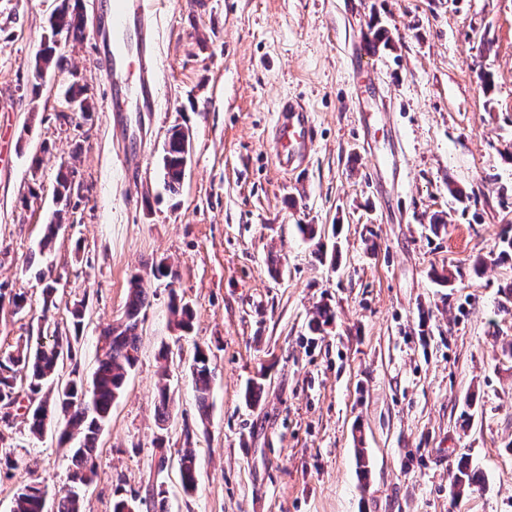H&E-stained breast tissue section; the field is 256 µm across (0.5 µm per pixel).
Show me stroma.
Returning <instances> with one entry per match:
<instances>
[{
  "instance_id": "35a3bbf8",
  "label": "stroma",
  "mask_w": 512,
  "mask_h": 512,
  "mask_svg": "<svg viewBox=\"0 0 512 512\" xmlns=\"http://www.w3.org/2000/svg\"><path fill=\"white\" fill-rule=\"evenodd\" d=\"M60 2L0 0V284L28 299L22 313L0 312V352L43 320L66 327L82 300L75 360L91 377L98 336L141 274L138 361L100 437L85 512H112L119 488L145 497L162 454L166 512H512V262L489 260L512 234V0H157L161 110L135 184L118 169L89 40L66 43L65 70L37 67ZM378 26L392 46L378 54L374 96L355 89L349 52ZM72 81L91 111H71ZM285 97L315 115L301 172L276 160L272 120ZM364 111L379 128L368 145ZM175 125L189 129L191 154L171 191L161 156ZM393 160L406 186L377 173ZM61 168L75 184L63 208ZM436 215L447 227L435 234ZM57 219L39 279L27 262ZM302 224L325 228L335 259L318 258ZM162 259L173 281L151 276ZM174 293L195 312L186 336ZM320 304L335 320L315 335ZM198 347L212 370L204 415L189 371ZM163 368L173 415L161 431ZM253 380L264 391L250 405ZM63 428L55 421L36 439L15 414L0 443L29 467H0V512L29 476L62 491ZM187 443L199 459L191 494L177 474ZM463 457L482 481L458 498L451 473Z\"/></svg>"
}]
</instances>
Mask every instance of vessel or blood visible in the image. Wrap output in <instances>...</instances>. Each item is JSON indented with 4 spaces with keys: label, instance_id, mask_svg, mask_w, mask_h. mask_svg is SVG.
Returning a JSON list of instances; mask_svg holds the SVG:
<instances>
[{
    "label": "vessel or blood",
    "instance_id": "obj_1",
    "mask_svg": "<svg viewBox=\"0 0 512 512\" xmlns=\"http://www.w3.org/2000/svg\"><path fill=\"white\" fill-rule=\"evenodd\" d=\"M88 38L105 67V108L112 115L113 131L124 144L119 169L127 181L134 183L139 178L145 124L152 113L159 111L162 96L158 29L150 0H103L88 29ZM350 55L354 71L373 79L376 52L372 39L357 41ZM313 130V113L303 101L288 98L279 102L273 132L283 147L280 166L291 171L302 167L309 155Z\"/></svg>",
    "mask_w": 512,
    "mask_h": 512
}]
</instances>
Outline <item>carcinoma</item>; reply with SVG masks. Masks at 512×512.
I'll return each instance as SVG.
<instances>
[{
  "instance_id": "carcinoma-1",
  "label": "carcinoma",
  "mask_w": 512,
  "mask_h": 512,
  "mask_svg": "<svg viewBox=\"0 0 512 512\" xmlns=\"http://www.w3.org/2000/svg\"><path fill=\"white\" fill-rule=\"evenodd\" d=\"M69 6L60 8L51 23L52 38L39 57L41 68L62 69L66 56L59 51L53 36L65 34L73 39L82 36L83 14L81 0H65ZM189 131L177 126L171 129L164 146L163 171L167 186L175 190L182 183L190 158L187 139ZM142 278L135 274L129 282L127 299L121 322L101 336L104 353L98 361L90 386H85L82 377L75 370L71 377L60 378V368L72 359L74 344L79 340L86 318V305L81 301L70 310L68 333L58 329L40 327L37 335L16 344L8 352H0V427L10 428L13 414L10 409L27 402L24 415L28 431L35 437L43 435L52 413L60 412L65 420L63 435L77 440L73 448L72 469L68 485L59 495L56 512H83L82 490L96 475L97 443L104 426L109 421L112 406L121 396L129 371L135 366L138 356L141 323L140 314L147 305V295L141 286ZM26 305V298L20 293L8 294L0 287V309L8 306L18 313ZM170 308L176 319L178 330L191 329L192 309L172 297ZM335 318L334 311L326 304L319 306L309 328L320 332ZM191 377L196 391V400L201 412L209 407L211 369L207 352L196 347L191 364ZM156 416L158 428L165 429L171 417V397L168 373L162 371L157 387ZM198 467L192 449L187 448L178 460V475L183 491L191 494L198 485ZM478 482L469 461L461 460L452 473L451 486L454 495L459 496ZM45 487L37 477H32L17 492L13 512H44Z\"/></svg>"
}]
</instances>
